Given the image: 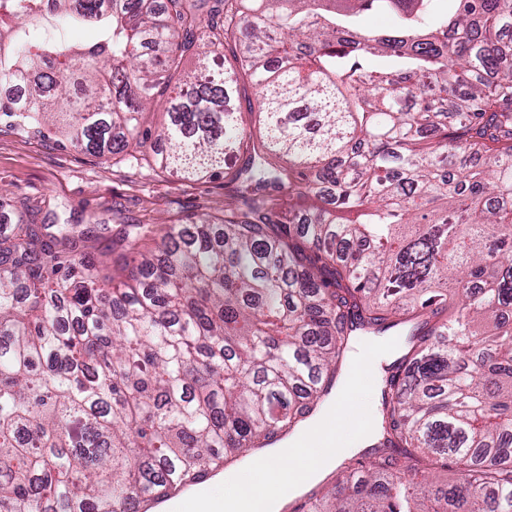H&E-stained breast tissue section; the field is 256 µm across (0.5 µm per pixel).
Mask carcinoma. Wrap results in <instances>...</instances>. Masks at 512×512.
<instances>
[{"label": "carcinoma", "instance_id": "obj_1", "mask_svg": "<svg viewBox=\"0 0 512 512\" xmlns=\"http://www.w3.org/2000/svg\"><path fill=\"white\" fill-rule=\"evenodd\" d=\"M149 2L0 0V81L36 77L6 127L236 184L117 284L93 224L0 229V512H137L295 432L355 337L412 321L374 442L308 512H512V0ZM45 8L98 40L32 41ZM431 457L460 478L405 480ZM188 485L180 483L177 487H172L165 495L159 496H145L140 499L141 511L152 512V509H157L163 505H168L172 501H182V498L187 493H193L197 488L187 490Z\"/></svg>", "mask_w": 512, "mask_h": 512}]
</instances>
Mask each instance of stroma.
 <instances>
[{
	"instance_id": "35a3bbf8",
	"label": "stroma",
	"mask_w": 512,
	"mask_h": 512,
	"mask_svg": "<svg viewBox=\"0 0 512 512\" xmlns=\"http://www.w3.org/2000/svg\"><path fill=\"white\" fill-rule=\"evenodd\" d=\"M231 192L220 175L184 182L77 152L32 129L0 131V215L13 221L24 209L38 224L99 217L103 250L128 224L157 231L222 213Z\"/></svg>"
}]
</instances>
